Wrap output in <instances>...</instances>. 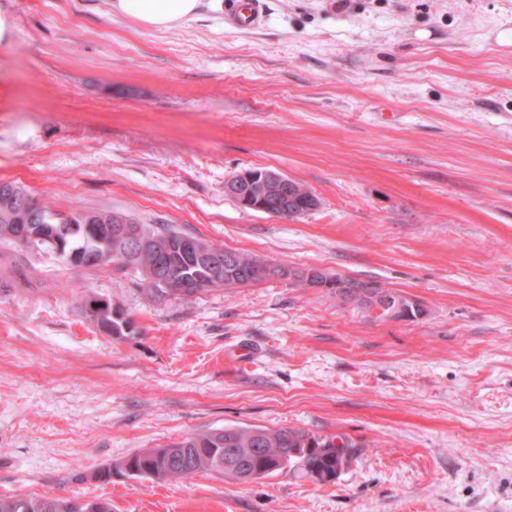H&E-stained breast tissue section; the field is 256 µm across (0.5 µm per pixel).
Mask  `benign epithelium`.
<instances>
[{"label": "benign epithelium", "mask_w": 512, "mask_h": 512, "mask_svg": "<svg viewBox=\"0 0 512 512\" xmlns=\"http://www.w3.org/2000/svg\"><path fill=\"white\" fill-rule=\"evenodd\" d=\"M0 194L10 196L18 204L17 224H44L47 218L38 202L26 192L18 191L13 185H0ZM224 194L240 205L264 213L269 212V203H274L276 216L286 218L297 214V199L305 190L288 176L273 170L261 175L241 171L224 182ZM80 223L91 242H104L114 252L126 260L141 267L142 272L150 276L152 287L196 288L198 284L185 280H176L165 276V270L182 262H191L204 271L213 280L225 275V271L236 265V256L231 252L209 249L201 240L184 238L170 247L160 245L161 239L150 237L135 225L126 215L113 213L98 216L86 213L80 216ZM15 224V225H17ZM15 225L0 226V240L11 242L35 241L43 239L42 234L33 232L19 233Z\"/></svg>", "instance_id": "obj_1"}]
</instances>
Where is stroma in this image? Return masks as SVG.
Segmentation results:
<instances>
[{
  "instance_id": "stroma-1",
  "label": "stroma",
  "mask_w": 512,
  "mask_h": 512,
  "mask_svg": "<svg viewBox=\"0 0 512 512\" xmlns=\"http://www.w3.org/2000/svg\"><path fill=\"white\" fill-rule=\"evenodd\" d=\"M202 0L171 30L106 0H0V181L416 300L296 280L154 297L135 270L0 241V496L112 512H512V0ZM269 168L318 205L225 196ZM130 323L112 337L85 292ZM226 427L346 435L335 482L155 481L120 462ZM114 465L111 482L94 478ZM234 14L229 17L231 21L241 27H256L262 21L263 13L260 0H236ZM345 282L348 285H353L354 288H349L346 287L347 285L336 283V294L341 295L344 298L350 297L351 299L349 300H357L359 304L365 306L366 308H368V306H366L367 301L374 302L375 305H384L385 298L389 297L391 294L388 290L381 288L379 284L371 281H362L347 278ZM338 288H341V291H339ZM361 290L370 292V296H363L362 298H359Z\"/></svg>"
}]
</instances>
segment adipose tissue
Returning a JSON list of instances; mask_svg holds the SVG:
<instances>
[{
    "instance_id": "1",
    "label": "adipose tissue",
    "mask_w": 512,
    "mask_h": 512,
    "mask_svg": "<svg viewBox=\"0 0 512 512\" xmlns=\"http://www.w3.org/2000/svg\"><path fill=\"white\" fill-rule=\"evenodd\" d=\"M112 17L130 19L141 27L167 30L180 26L198 12L200 0H107Z\"/></svg>"
}]
</instances>
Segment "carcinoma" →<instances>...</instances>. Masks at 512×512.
Listing matches in <instances>:
<instances>
[{"instance_id":"cac0c4a2","label":"carcinoma","mask_w":512,"mask_h":512,"mask_svg":"<svg viewBox=\"0 0 512 512\" xmlns=\"http://www.w3.org/2000/svg\"><path fill=\"white\" fill-rule=\"evenodd\" d=\"M48 223L42 225L45 233L65 230L69 232L66 239V249L81 251L89 256L93 245L87 240L82 231V225L70 224L68 220L76 219L84 214L77 210L63 214L45 210ZM242 261L241 275L225 277L218 281L211 279L200 287L193 288L183 295L189 299L219 288H235L243 284H257L271 278L284 276L285 268L254 254L235 251ZM260 269L263 275L249 280L247 272ZM347 287L336 291L342 297H349L361 305L371 301L377 305L384 304L390 292L379 284L371 281L356 279L346 280ZM240 448L249 453L256 448L258 452L251 457L249 471L267 469L286 462L300 470L308 479L327 484L336 479L334 466L329 455L324 453L325 445L319 443V437L296 428H279L268 430L262 428H226L220 432L213 430L188 435L180 441H173L158 448L137 453L121 464L130 471L136 470L143 477L163 481L173 478L190 479L201 471H211L225 478L238 482H249L250 476L237 469L228 459L226 449ZM112 512V505L106 500H92L84 505L74 504L72 499L63 497H22L1 496L0 512Z\"/></svg>"}]
</instances>
